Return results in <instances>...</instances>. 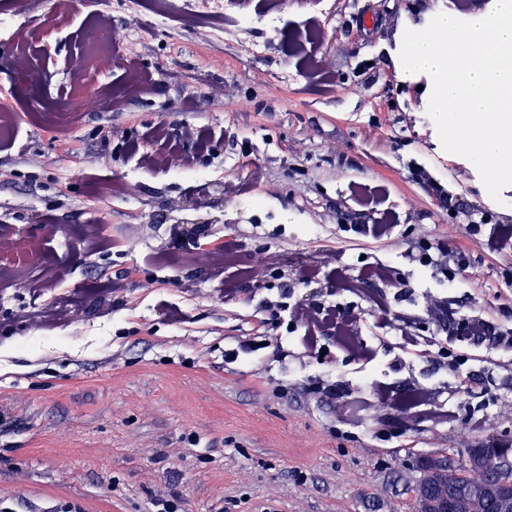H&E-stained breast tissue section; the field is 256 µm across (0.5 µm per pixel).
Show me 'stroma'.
I'll return each instance as SVG.
<instances>
[{"mask_svg": "<svg viewBox=\"0 0 512 512\" xmlns=\"http://www.w3.org/2000/svg\"><path fill=\"white\" fill-rule=\"evenodd\" d=\"M287 2L107 0L121 58L90 84L122 92L137 67L155 85L59 125L83 44L41 37L52 0H0L1 56L13 26L37 34L28 75L0 73V226L38 245L0 276V512H414L419 457L512 443V243L486 245L512 186L492 199L443 149L432 81L399 59L453 0ZM298 306L355 321V347L328 327L305 343ZM471 316L491 335L458 337Z\"/></svg>", "mask_w": 512, "mask_h": 512, "instance_id": "stroma-1", "label": "stroma"}]
</instances>
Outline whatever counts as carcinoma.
Returning a JSON list of instances; mask_svg holds the SVG:
<instances>
[{"mask_svg": "<svg viewBox=\"0 0 512 512\" xmlns=\"http://www.w3.org/2000/svg\"><path fill=\"white\" fill-rule=\"evenodd\" d=\"M467 455L481 458L482 464L450 467L443 475L417 480L412 488L415 499L431 503L435 510L446 495L461 512H500L492 487L501 476L512 477V470H500L498 455L483 448H469Z\"/></svg>", "mask_w": 512, "mask_h": 512, "instance_id": "carcinoma-1", "label": "carcinoma"}]
</instances>
